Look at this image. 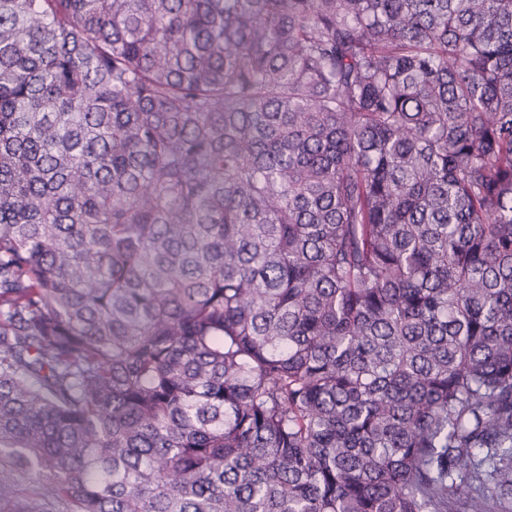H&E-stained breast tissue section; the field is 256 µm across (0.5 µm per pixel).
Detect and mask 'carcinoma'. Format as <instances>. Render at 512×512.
Listing matches in <instances>:
<instances>
[{"mask_svg":"<svg viewBox=\"0 0 512 512\" xmlns=\"http://www.w3.org/2000/svg\"><path fill=\"white\" fill-rule=\"evenodd\" d=\"M0 512H512V0H0Z\"/></svg>","mask_w":512,"mask_h":512,"instance_id":"cac0c4a2","label":"carcinoma"}]
</instances>
